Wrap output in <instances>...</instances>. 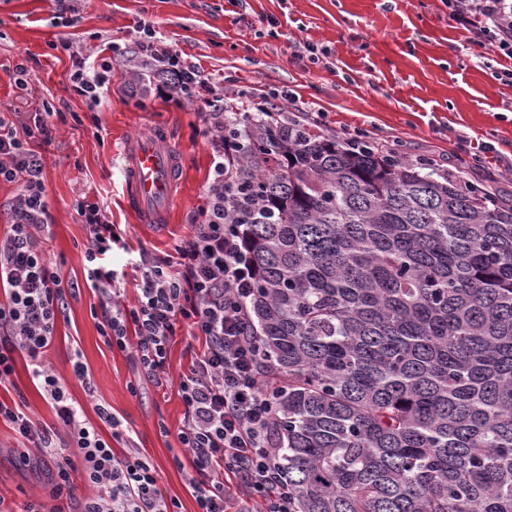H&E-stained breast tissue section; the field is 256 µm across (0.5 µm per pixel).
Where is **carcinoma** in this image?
Listing matches in <instances>:
<instances>
[{
    "instance_id": "1",
    "label": "carcinoma",
    "mask_w": 512,
    "mask_h": 512,
    "mask_svg": "<svg viewBox=\"0 0 512 512\" xmlns=\"http://www.w3.org/2000/svg\"><path fill=\"white\" fill-rule=\"evenodd\" d=\"M224 142L297 512H512V193L301 124Z\"/></svg>"
}]
</instances>
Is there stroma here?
Returning a JSON list of instances; mask_svg holds the SVG:
<instances>
[{
	"instance_id": "35a3bbf8",
	"label": "stroma",
	"mask_w": 512,
	"mask_h": 512,
	"mask_svg": "<svg viewBox=\"0 0 512 512\" xmlns=\"http://www.w3.org/2000/svg\"><path fill=\"white\" fill-rule=\"evenodd\" d=\"M77 22L66 26L57 0H0V111L22 124L53 105L52 139L35 143L44 158L43 182L51 231L44 242L63 285H77L58 316L46 359L69 379L68 391L91 424L97 405L108 407L131 431L155 467L159 488L179 512H197L185 472L176 462L184 406L177 380L201 350L176 325L168 353L173 378L155 387L131 354L110 347L91 314L97 297L85 280L81 201L104 205L131 249L173 253L212 178L213 144L197 104L133 83L143 63L136 54L139 23L151 21L164 44L179 50L217 91L258 88L289 91L312 104L305 124L325 137L367 135L377 144L400 143L410 160L432 157L447 168L472 162L468 179L492 176L512 188V59L475 42L448 17V0H73ZM68 40L65 51L59 40ZM318 49L310 60L306 45ZM111 57L112 81L89 104L72 89L75 58L86 64ZM33 69L27 90L15 85V66ZM153 125L168 127L182 153L178 201L170 224L137 223L124 204L115 153L121 141ZM81 359L94 396L69 376ZM0 400L17 403L43 426L56 423L35 386L31 360L14 355ZM57 454L16 443L0 421V503L23 512L33 499L53 507Z\"/></svg>"
}]
</instances>
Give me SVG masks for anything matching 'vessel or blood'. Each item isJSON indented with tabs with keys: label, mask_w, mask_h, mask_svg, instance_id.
<instances>
[{
	"label": "vessel or blood",
	"mask_w": 512,
	"mask_h": 512,
	"mask_svg": "<svg viewBox=\"0 0 512 512\" xmlns=\"http://www.w3.org/2000/svg\"><path fill=\"white\" fill-rule=\"evenodd\" d=\"M182 159L165 128L127 138L119 151L124 201L140 223L164 225L177 197Z\"/></svg>",
	"instance_id": "1"
}]
</instances>
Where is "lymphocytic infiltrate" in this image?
Instances as JSON below:
<instances>
[{
	"label": "lymphocytic infiltrate",
	"instance_id": "1",
	"mask_svg": "<svg viewBox=\"0 0 512 512\" xmlns=\"http://www.w3.org/2000/svg\"><path fill=\"white\" fill-rule=\"evenodd\" d=\"M453 20L471 29L478 41H489L512 57V0H448ZM140 53L155 63L158 83H171L205 110L206 134L214 138L217 159L205 204L188 232L175 245V258L149 255L127 247L113 229L105 210L84 202L78 214L87 232L83 262L97 302L92 314L102 336L119 351H133L145 376L156 387L167 386L168 346L174 326L182 322L203 348L188 373L181 376L179 394L185 407L177 440L190 460L186 479L199 512H254L262 500L266 512H297L288 479L278 463L277 376L265 368L263 346L248 330V298L252 275L244 259L242 225L227 223L224 196L234 186V169L226 157L224 126L238 119L236 108L225 107L209 79L185 65L179 50L156 47V31L142 22ZM112 80V60L78 64L72 75L74 91L98 102L100 90ZM53 106L35 113L24 133H17L10 113H0V180L19 183L11 199V222L0 232V383L13 373L15 352H27L32 375L50 400L67 447L84 462L85 497H76L71 460L57 464L53 512H178L165 498L155 468L138 449L130 447L129 430L104 406L100 426H93L70 400L66 380L45 361L56 319L67 305L51 261L41 249L49 226L43 157L32 141L50 140ZM140 273L136 298L125 304L126 272ZM0 419L8 422L18 441L34 448L55 445L52 430L0 401ZM127 443L124 456L112 445Z\"/></svg>",
	"mask_w": 512,
	"mask_h": 512
}]
</instances>
